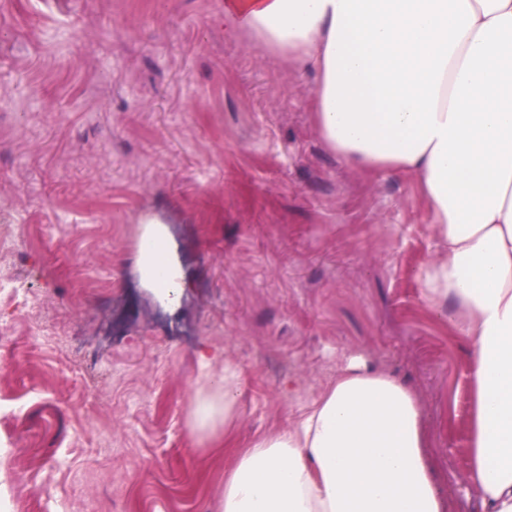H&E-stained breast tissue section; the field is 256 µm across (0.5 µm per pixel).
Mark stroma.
Returning <instances> with one entry per match:
<instances>
[{"label": "stroma", "mask_w": 512, "mask_h": 512, "mask_svg": "<svg viewBox=\"0 0 512 512\" xmlns=\"http://www.w3.org/2000/svg\"><path fill=\"white\" fill-rule=\"evenodd\" d=\"M313 84L228 36L224 0H0V512H217L229 453L187 423L203 346L240 367L241 444L350 355L402 377L449 512H477L469 347L416 281L425 204L327 152ZM146 211L180 245L174 313L137 284Z\"/></svg>", "instance_id": "35a3bbf8"}]
</instances>
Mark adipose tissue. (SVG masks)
Instances as JSON below:
<instances>
[{"instance_id": "ef3b65f1", "label": "adipose tissue", "mask_w": 512, "mask_h": 512, "mask_svg": "<svg viewBox=\"0 0 512 512\" xmlns=\"http://www.w3.org/2000/svg\"><path fill=\"white\" fill-rule=\"evenodd\" d=\"M249 35L314 75L327 150L370 175L412 177L435 251L420 296L469 344L468 483L478 512H512V0H224ZM140 288L179 308L186 271L168 224L140 220ZM240 368L198 391L192 434L213 447L239 416ZM413 389L367 357L292 426L252 438L218 512H446Z\"/></svg>"}]
</instances>
